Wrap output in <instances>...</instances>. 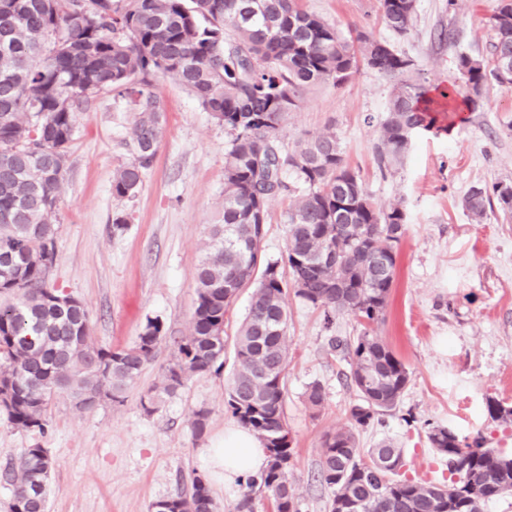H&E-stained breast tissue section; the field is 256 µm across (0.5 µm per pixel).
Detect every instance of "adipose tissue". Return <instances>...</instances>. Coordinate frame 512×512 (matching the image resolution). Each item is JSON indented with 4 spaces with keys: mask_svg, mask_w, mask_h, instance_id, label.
<instances>
[{
    "mask_svg": "<svg viewBox=\"0 0 512 512\" xmlns=\"http://www.w3.org/2000/svg\"><path fill=\"white\" fill-rule=\"evenodd\" d=\"M206 456L211 474L222 484L257 475L267 465V451L262 443L241 428L225 429L220 445L207 449Z\"/></svg>",
    "mask_w": 512,
    "mask_h": 512,
    "instance_id": "obj_1",
    "label": "adipose tissue"
}]
</instances>
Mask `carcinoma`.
<instances>
[{
  "mask_svg": "<svg viewBox=\"0 0 512 512\" xmlns=\"http://www.w3.org/2000/svg\"><path fill=\"white\" fill-rule=\"evenodd\" d=\"M388 28L406 33L415 0H380ZM492 65L461 53L463 102L477 105L485 86L512 73V0H498L490 19ZM354 46L299 0H0V409L16 428L45 433L57 397L78 411L108 399L121 404L164 336L149 318L136 342L95 343L83 304L47 286L57 255L51 217L66 168L76 112L103 91L134 103L133 159L112 176V194L134 195L156 155L165 107L150 77L170 76L232 136L224 161L222 223L210 227L196 270L190 332L178 343L160 383L141 396L147 412L188 380L224 367L225 319L240 290L253 287L235 338V365L224 411L252 431L268 465L247 481L238 509L252 492L267 493L275 512H298L290 471L293 448L284 416L288 365V289L324 312L368 325L384 320L395 278V251L405 235L398 206L377 205L347 164L334 134H313L283 153L276 133L310 86L342 85L358 62L396 78L412 61L360 33ZM425 91L403 84L391 97L379 131L382 168L407 152L427 127ZM288 192L287 247L264 258L269 202ZM498 205L512 216V184L474 187L464 200L481 222ZM349 380L361 403L348 425L324 436L319 478L328 512H482L512 492V458L447 427L428 439L445 459L448 483L400 474L401 449L383 442L362 454L357 434L397 407L409 381L404 363L374 330L349 341ZM52 459L36 443L11 477V512H47ZM190 492L152 505L154 512H216L205 477L190 476Z\"/></svg>",
  "mask_w": 512,
  "mask_h": 512,
  "instance_id": "carcinoma-1",
  "label": "carcinoma"
}]
</instances>
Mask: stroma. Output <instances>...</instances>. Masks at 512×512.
Instances as JSON below:
<instances>
[{
  "instance_id": "obj_1",
  "label": "stroma",
  "mask_w": 512,
  "mask_h": 512,
  "mask_svg": "<svg viewBox=\"0 0 512 512\" xmlns=\"http://www.w3.org/2000/svg\"><path fill=\"white\" fill-rule=\"evenodd\" d=\"M498 0H416L406 34L391 31L380 0H301L344 35L385 42L409 58L408 83L429 97L462 85L458 54L486 61ZM166 110L156 156L138 192L112 194V176L129 163L134 111L112 92L90 99L76 115L67 169L52 218L58 227L56 263L48 284L84 305L91 334L102 346L132 345L147 319L159 318L166 335L128 391L124 403L104 402L89 412L56 398L46 434L11 425L0 414V512H9L10 477L25 448H47L53 470L49 512H151L153 503L184 491L191 473H205V448L235 421L224 411V391L235 354L224 367L194 376L148 413L141 394L158 383L175 341L190 330L196 269L211 225L224 210V157L230 137L177 80L152 77ZM397 84L359 65L341 86L317 85L288 114L279 146L294 151L307 135L335 134L345 161L373 201L399 206L406 233L396 251L395 285L382 336L410 372L398 406L358 435L361 449L389 440L401 448L406 477L448 479L442 457L428 440V424L512 456V423L494 420L487 403L512 406V221L494 212L471 220L462 206L471 188L512 184V85L490 83L477 107L435 113L417 131L401 160L377 165L378 125ZM289 197L272 200L263 240L265 258L286 249ZM123 220L122 234L112 232ZM289 359L284 414L294 449L293 481L301 512H327L328 492L317 480L325 434L348 423L359 395L346 379L349 365L331 351L332 336L353 338L362 325L288 299ZM324 394L320 408L306 401L310 384ZM205 409V433L195 436L194 414Z\"/></svg>"
}]
</instances>
